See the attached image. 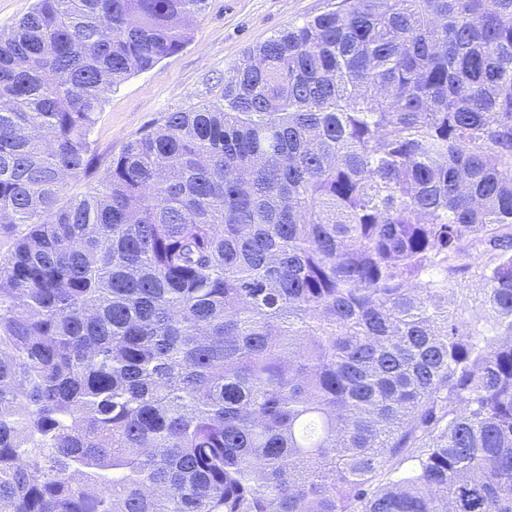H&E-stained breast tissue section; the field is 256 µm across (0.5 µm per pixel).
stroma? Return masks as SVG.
<instances>
[{
    "instance_id": "obj_1",
    "label": "stroma",
    "mask_w": 512,
    "mask_h": 512,
    "mask_svg": "<svg viewBox=\"0 0 512 512\" xmlns=\"http://www.w3.org/2000/svg\"><path fill=\"white\" fill-rule=\"evenodd\" d=\"M338 4L339 0H208L184 49L113 88L91 133L99 153H119L166 113L219 101L225 73L247 48L336 10Z\"/></svg>"
}]
</instances>
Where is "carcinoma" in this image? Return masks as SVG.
<instances>
[{"mask_svg": "<svg viewBox=\"0 0 512 512\" xmlns=\"http://www.w3.org/2000/svg\"><path fill=\"white\" fill-rule=\"evenodd\" d=\"M206 5L0 31V512H512V0H342L90 182Z\"/></svg>", "mask_w": 512, "mask_h": 512, "instance_id": "cac0c4a2", "label": "carcinoma"}]
</instances>
